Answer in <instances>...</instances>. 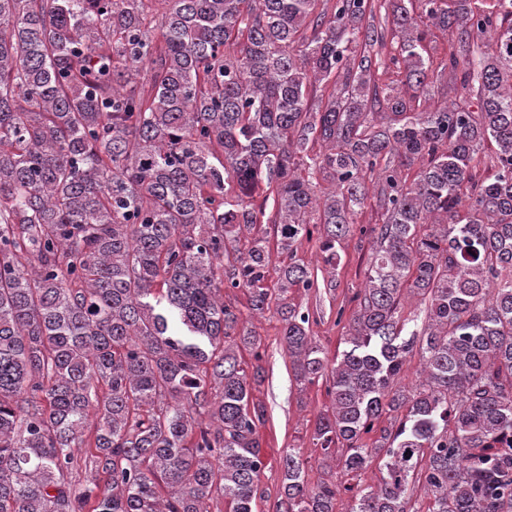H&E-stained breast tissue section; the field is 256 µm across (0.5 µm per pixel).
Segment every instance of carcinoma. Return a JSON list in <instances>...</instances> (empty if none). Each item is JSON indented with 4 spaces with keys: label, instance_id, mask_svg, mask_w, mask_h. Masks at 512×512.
<instances>
[{
    "label": "carcinoma",
    "instance_id": "cac0c4a2",
    "mask_svg": "<svg viewBox=\"0 0 512 512\" xmlns=\"http://www.w3.org/2000/svg\"><path fill=\"white\" fill-rule=\"evenodd\" d=\"M368 204L331 360L298 243L336 267ZM271 308L329 381L314 447L381 460L351 512H512V0H0V512H254ZM280 473L277 512H336Z\"/></svg>",
    "mask_w": 512,
    "mask_h": 512
}]
</instances>
